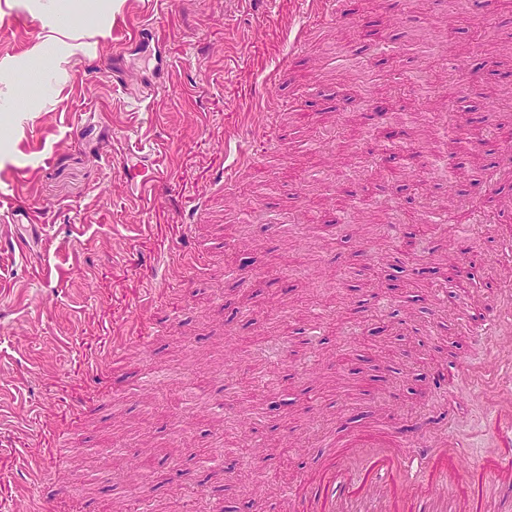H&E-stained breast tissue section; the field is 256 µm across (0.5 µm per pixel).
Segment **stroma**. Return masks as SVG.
<instances>
[{"instance_id": "1", "label": "stroma", "mask_w": 512, "mask_h": 512, "mask_svg": "<svg viewBox=\"0 0 512 512\" xmlns=\"http://www.w3.org/2000/svg\"><path fill=\"white\" fill-rule=\"evenodd\" d=\"M5 3L0 239L30 255L0 252V401L38 417L0 436V512L63 494L112 512L133 457L129 512H283L345 436L415 420L495 455L494 397L458 370L500 352L470 329L502 303L506 241L485 226L512 204V0H344L354 35L324 24L281 73L294 0ZM129 19L159 44H122ZM450 25L483 79L451 65ZM279 78L271 125L253 95ZM243 133L261 162L228 188ZM439 157L465 166L456 188ZM18 204L48 228L12 223ZM399 209L418 221L393 238ZM454 260L470 293L451 292ZM267 391L281 408L241 429ZM21 453L39 487L18 482Z\"/></svg>"}]
</instances>
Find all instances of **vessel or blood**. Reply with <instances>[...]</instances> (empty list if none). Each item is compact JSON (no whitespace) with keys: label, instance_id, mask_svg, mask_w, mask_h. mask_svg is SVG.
I'll return each instance as SVG.
<instances>
[{"label":"vessel or blood","instance_id":"obj_1","mask_svg":"<svg viewBox=\"0 0 512 512\" xmlns=\"http://www.w3.org/2000/svg\"><path fill=\"white\" fill-rule=\"evenodd\" d=\"M307 21L328 17L339 22L345 15L341 0H297ZM476 344L485 337L512 335V306L472 328ZM512 359L488 362L484 380L497 384L499 398L485 423L499 453L493 458L473 457L468 444L453 433L421 442L425 423L408 425L404 436L387 446L367 469L352 460L363 452L360 438L350 437L341 458L316 469L303 489L290 495L289 512H512ZM491 487L497 497L475 503V487Z\"/></svg>","mask_w":512,"mask_h":512}]
</instances>
